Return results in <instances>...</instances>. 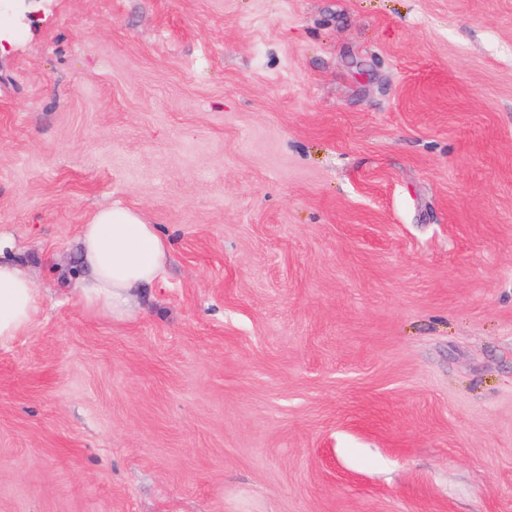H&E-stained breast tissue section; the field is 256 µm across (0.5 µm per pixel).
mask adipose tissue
<instances>
[{
    "label": "adipose tissue",
    "instance_id": "obj_1",
    "mask_svg": "<svg viewBox=\"0 0 512 512\" xmlns=\"http://www.w3.org/2000/svg\"><path fill=\"white\" fill-rule=\"evenodd\" d=\"M86 271L79 302L93 316L115 321L134 317L144 287L166 274L169 244L137 209L111 205L82 225L78 238ZM42 299L18 258L13 237L0 232V346L24 336L36 323Z\"/></svg>",
    "mask_w": 512,
    "mask_h": 512
}]
</instances>
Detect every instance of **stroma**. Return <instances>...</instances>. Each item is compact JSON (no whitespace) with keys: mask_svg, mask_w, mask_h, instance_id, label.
Here are the masks:
<instances>
[{"mask_svg":"<svg viewBox=\"0 0 512 512\" xmlns=\"http://www.w3.org/2000/svg\"><path fill=\"white\" fill-rule=\"evenodd\" d=\"M0 230V512H512V0H0ZM78 245L87 274L75 290L95 317L133 318L140 290L161 282L167 271L169 244L137 209H99L81 224ZM40 293L18 258L13 237L0 231V346H9L36 323Z\"/></svg>","mask_w":512,"mask_h":512,"instance_id":"obj_1","label":"stroma"}]
</instances>
